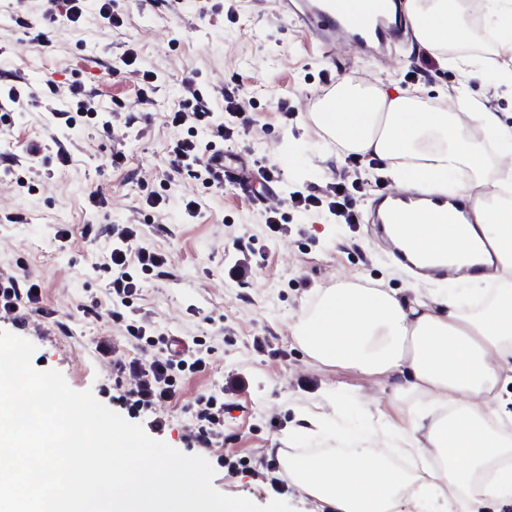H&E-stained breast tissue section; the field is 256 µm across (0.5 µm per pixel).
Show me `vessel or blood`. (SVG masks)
Segmentation results:
<instances>
[{"label": "vessel or blood", "mask_w": 512, "mask_h": 512, "mask_svg": "<svg viewBox=\"0 0 512 512\" xmlns=\"http://www.w3.org/2000/svg\"><path fill=\"white\" fill-rule=\"evenodd\" d=\"M275 4L279 15L291 18L325 47L345 39L368 54L379 55L406 38L407 25L396 0H301L297 6L275 0ZM411 213L422 224H464L470 219V206L440 194L384 190L371 198L366 221L382 228L401 223Z\"/></svg>", "instance_id": "obj_1"}]
</instances>
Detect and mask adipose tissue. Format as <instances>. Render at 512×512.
Returning a JSON list of instances; mask_svg holds the SVG:
<instances>
[{
	"label": "adipose tissue",
	"mask_w": 512,
	"mask_h": 512,
	"mask_svg": "<svg viewBox=\"0 0 512 512\" xmlns=\"http://www.w3.org/2000/svg\"><path fill=\"white\" fill-rule=\"evenodd\" d=\"M405 9L420 46L444 51L464 41L456 0H406ZM328 99L333 111L310 118L342 154L407 160L412 185L451 190L473 204L469 224H404L402 235L425 240L451 262L492 247L498 285L473 278L476 301L466 307L444 290L410 300L343 281L320 292L294 321L293 336L319 363L384 377L395 403L427 397L428 409L387 426L388 439L421 465L392 467L369 434L345 452L289 455L288 477L333 512H500L512 505V202L500 203L497 188L512 181V126L464 97L427 109L412 93L351 79ZM487 139L502 162L491 178L482 162ZM462 170L470 179L449 186ZM453 394L463 398L460 414L437 416Z\"/></svg>",
	"instance_id": "ef3b65f1"
}]
</instances>
